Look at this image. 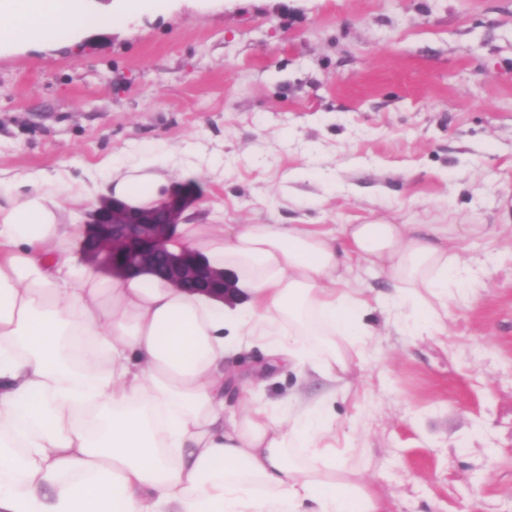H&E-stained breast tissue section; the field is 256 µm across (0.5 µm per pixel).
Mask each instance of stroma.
Returning a JSON list of instances; mask_svg holds the SVG:
<instances>
[{"instance_id":"obj_1","label":"stroma","mask_w":512,"mask_h":512,"mask_svg":"<svg viewBox=\"0 0 512 512\" xmlns=\"http://www.w3.org/2000/svg\"><path fill=\"white\" fill-rule=\"evenodd\" d=\"M55 43H0V188L194 181L192 224H470L438 330L367 318L336 466L380 512H512V0H168ZM225 397L298 382L258 347Z\"/></svg>"}]
</instances>
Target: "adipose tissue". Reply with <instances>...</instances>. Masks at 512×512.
<instances>
[{"label": "adipose tissue", "instance_id": "adipose-tissue-1", "mask_svg": "<svg viewBox=\"0 0 512 512\" xmlns=\"http://www.w3.org/2000/svg\"><path fill=\"white\" fill-rule=\"evenodd\" d=\"M98 22L84 0H0V42ZM162 178L116 165L105 190L146 205ZM63 204L38 189L0 204V512H378L360 483L290 454H332L328 400L226 411L224 360L257 346L344 386L369 355L355 268L427 331L471 273L447 225H182L171 249L233 272L240 307L150 276L102 279L74 257L83 227L62 223Z\"/></svg>", "mask_w": 512, "mask_h": 512}]
</instances>
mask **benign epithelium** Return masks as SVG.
<instances>
[{
    "mask_svg": "<svg viewBox=\"0 0 512 512\" xmlns=\"http://www.w3.org/2000/svg\"><path fill=\"white\" fill-rule=\"evenodd\" d=\"M202 198L192 181L161 189L146 207L116 197H103L84 214L81 257L103 263L125 278L158 277L175 287L221 303L236 298L235 281L191 248L173 253L167 242L187 221L185 213Z\"/></svg>",
    "mask_w": 512,
    "mask_h": 512,
    "instance_id": "7a95c632",
    "label": "benign epithelium"
}]
</instances>
